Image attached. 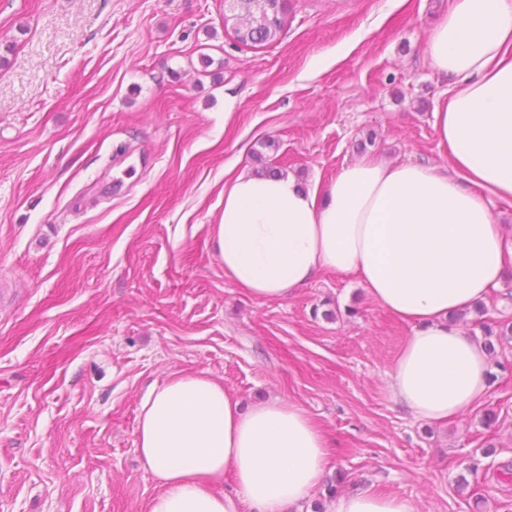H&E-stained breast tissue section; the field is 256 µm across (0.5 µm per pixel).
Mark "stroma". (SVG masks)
<instances>
[{
    "instance_id": "35a3bbf8",
    "label": "stroma",
    "mask_w": 512,
    "mask_h": 512,
    "mask_svg": "<svg viewBox=\"0 0 512 512\" xmlns=\"http://www.w3.org/2000/svg\"><path fill=\"white\" fill-rule=\"evenodd\" d=\"M452 5L288 0L250 46L224 0H0V512H147L138 410L178 370L303 408L338 492L512 512V340L428 424L387 385L412 324L332 271L251 297L211 242L244 171L324 191L368 155L446 164L426 41Z\"/></svg>"
}]
</instances>
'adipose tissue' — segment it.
<instances>
[{
  "label": "adipose tissue",
  "mask_w": 512,
  "mask_h": 512,
  "mask_svg": "<svg viewBox=\"0 0 512 512\" xmlns=\"http://www.w3.org/2000/svg\"><path fill=\"white\" fill-rule=\"evenodd\" d=\"M432 68L449 77L433 114L447 164L361 159L325 193L293 175L239 174L224 188L212 241L224 274L256 298L292 294L321 272L357 277L413 325L388 374L392 398L438 424L486 395L489 356L452 322L500 284L512 234V0H455L429 33ZM136 445L161 490L148 512H302L329 466L321 429L298 405L252 404L204 373L175 372L139 406ZM235 494L217 492L225 473ZM327 512H414L367 491Z\"/></svg>",
  "instance_id": "ef3b65f1"
}]
</instances>
